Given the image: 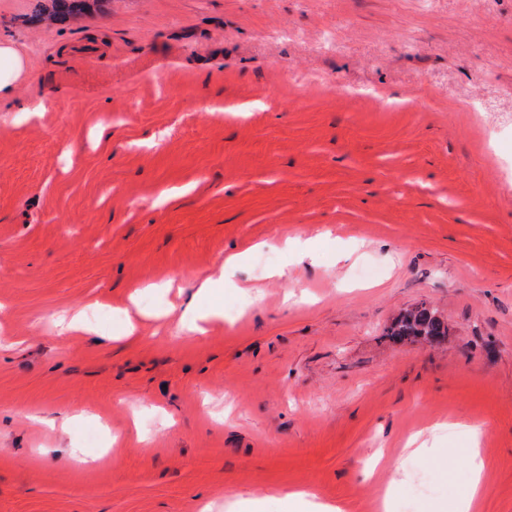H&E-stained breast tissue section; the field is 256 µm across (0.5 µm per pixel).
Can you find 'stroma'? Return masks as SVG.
<instances>
[{"label":"stroma","instance_id":"35a3bbf8","mask_svg":"<svg viewBox=\"0 0 512 512\" xmlns=\"http://www.w3.org/2000/svg\"><path fill=\"white\" fill-rule=\"evenodd\" d=\"M47 3L0 0V512H450L474 445L512 512V0ZM49 18L53 24H64L90 8L89 0H51ZM27 63L9 40H0V100L13 99L18 86L27 77ZM248 254L249 250H245L230 255L217 271L200 280L196 292L181 311L179 316V324L181 326H192L194 329L200 330V323L209 322L220 316V313L213 309L202 310L199 306V300L210 296L215 288L224 285L226 268L242 263L248 257ZM447 334L448 325L436 311L425 306L401 314L387 331V336L397 343L417 338L434 340ZM280 495L284 501L288 502V505L290 504L295 507L309 506V508L312 510L290 512H343L342 507L337 504L316 502L311 500L313 496L305 490L295 489L285 493H280Z\"/></svg>","mask_w":512,"mask_h":512}]
</instances>
